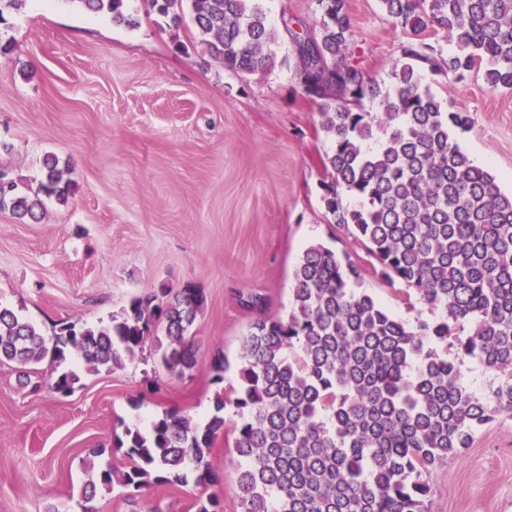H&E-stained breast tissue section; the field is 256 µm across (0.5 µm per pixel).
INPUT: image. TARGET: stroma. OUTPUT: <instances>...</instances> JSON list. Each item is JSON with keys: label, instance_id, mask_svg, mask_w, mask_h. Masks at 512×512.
<instances>
[{"label": "stroma", "instance_id": "obj_1", "mask_svg": "<svg viewBox=\"0 0 512 512\" xmlns=\"http://www.w3.org/2000/svg\"><path fill=\"white\" fill-rule=\"evenodd\" d=\"M125 6L136 26L67 0H27L0 31L15 45L0 55V141L11 146L0 167L34 186L52 155L71 184L67 203L46 201L39 222L0 211V302L49 335L58 323H105L134 296L189 284L206 299L191 329L197 366L171 374L151 342L123 368L82 370L63 396L46 385L48 364L25 374L0 362V512H195L204 490L191 484L132 497L117 487L84 503L82 461L105 448L127 467L112 451L123 425L146 426L168 408L205 421L212 356L237 363L252 319L241 296L263 294L270 313L287 315L306 248H356L325 216L331 145L285 62L287 45L264 74L237 75L198 45L191 24L168 26L147 0ZM348 9L349 60L388 87L407 34L379 0H348ZM420 77L448 111L469 115L458 143L512 190V90L490 89L477 72L460 81L424 67ZM362 286L407 322L439 315L373 271ZM233 438L221 434L210 454L224 512H239ZM430 485L428 512H512V417L478 432Z\"/></svg>", "mask_w": 512, "mask_h": 512}]
</instances>
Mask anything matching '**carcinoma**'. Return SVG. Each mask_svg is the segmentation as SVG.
Returning a JSON list of instances; mask_svg holds the SVG:
<instances>
[{
  "label": "carcinoma",
  "mask_w": 512,
  "mask_h": 512,
  "mask_svg": "<svg viewBox=\"0 0 512 512\" xmlns=\"http://www.w3.org/2000/svg\"><path fill=\"white\" fill-rule=\"evenodd\" d=\"M27 0H0V25ZM81 9L132 27L124 0H70ZM265 0H149L178 27L191 21L198 44L224 69L265 73L271 46L288 43L285 58L303 96L318 107L330 140L322 201L330 223L350 231L365 256L310 246L293 272L287 316L267 312L251 293L255 313L243 340L236 384L223 387L224 354L214 355L218 386L213 413L196 423L177 409L145 430L125 426L116 449L126 470L95 459L84 501L121 486H212L209 460L233 408L240 512H427L430 475L470 446L502 415L512 416V191L474 164L455 135L470 123L421 85L419 69L446 68L457 79L482 74L485 84L512 89V0H379L409 36L387 90L347 61L352 23L347 0H315L320 20L296 17L269 24ZM442 29L456 53L443 58L425 42ZM37 187L20 186L0 169V209L41 220L42 197L67 201L69 182L54 157L43 161ZM353 197L350 206L345 198ZM442 310L433 321L394 317L360 289L364 264ZM205 304L187 285L132 298L106 324H59L51 337L0 304V361L54 366L48 386L73 392L82 360L92 370L120 369L155 339L161 362L183 376L197 364L190 329ZM163 338H158V333ZM475 360L498 376L477 394L461 382ZM195 512H223L212 493Z\"/></svg>",
  "instance_id": "1"
}]
</instances>
